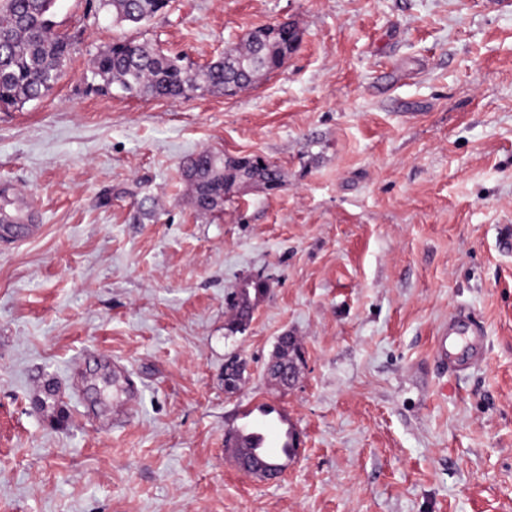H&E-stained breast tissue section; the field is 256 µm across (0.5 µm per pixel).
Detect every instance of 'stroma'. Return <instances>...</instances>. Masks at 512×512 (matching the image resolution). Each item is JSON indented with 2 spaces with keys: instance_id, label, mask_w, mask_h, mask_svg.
<instances>
[{
  "instance_id": "1",
  "label": "stroma",
  "mask_w": 512,
  "mask_h": 512,
  "mask_svg": "<svg viewBox=\"0 0 512 512\" xmlns=\"http://www.w3.org/2000/svg\"><path fill=\"white\" fill-rule=\"evenodd\" d=\"M55 20L63 77L0 111V197L37 225L0 238V512H512V0H172L139 26L57 0ZM282 22L298 49L233 97L91 73L118 38L199 69ZM203 149L282 184L197 213ZM249 276L269 287L237 331ZM459 310L486 331L461 376L434 357ZM285 334L305 363L283 392ZM263 404L299 439L270 482L224 459Z\"/></svg>"
}]
</instances>
